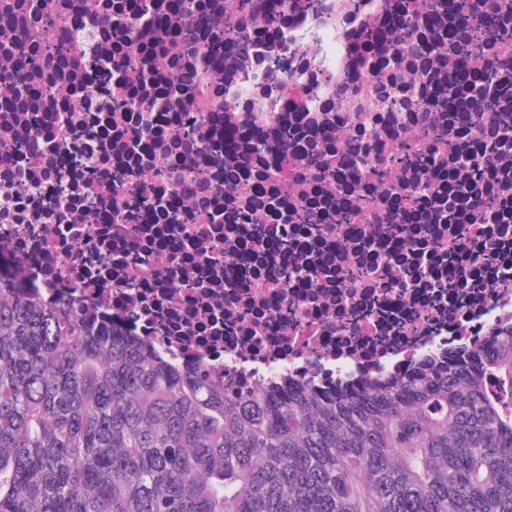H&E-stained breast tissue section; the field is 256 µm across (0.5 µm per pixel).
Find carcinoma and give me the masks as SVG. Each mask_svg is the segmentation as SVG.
Segmentation results:
<instances>
[{
    "label": "carcinoma",
    "instance_id": "obj_1",
    "mask_svg": "<svg viewBox=\"0 0 512 512\" xmlns=\"http://www.w3.org/2000/svg\"><path fill=\"white\" fill-rule=\"evenodd\" d=\"M458 2L482 53L499 31ZM484 82L491 110L509 81ZM0 512H512V327L235 388L0 265Z\"/></svg>",
    "mask_w": 512,
    "mask_h": 512
}]
</instances>
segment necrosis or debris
I'll use <instances>...</instances> for the list:
<instances>
[{"label":"necrosis or debris","instance_id":"necrosis-or-debris-1","mask_svg":"<svg viewBox=\"0 0 512 512\" xmlns=\"http://www.w3.org/2000/svg\"><path fill=\"white\" fill-rule=\"evenodd\" d=\"M137 2L131 17L127 0H0V260L228 384L399 371L426 352L480 347L512 320V138H500L512 94L489 112L482 88L449 91L454 64L440 49L461 26L456 14L419 24L414 52L390 44L356 67L352 30L387 0H325L320 16L275 0L236 45L224 38L228 0H201L179 22L198 51L165 74L149 47L170 37L154 24L168 0ZM134 38L144 51L117 59ZM331 76L349 84L344 101ZM132 86L133 106L118 116ZM426 106L443 122L462 110L479 120L445 156L384 186L413 197L412 214L391 207L386 224L369 223L368 173ZM188 116L190 145L177 134ZM228 127L240 132L232 173ZM489 145L495 161L475 176ZM286 152L322 155L334 172L279 196ZM193 176L215 193L181 201ZM491 186L503 218L473 223ZM302 203L310 221L292 223ZM145 211L151 223L139 221ZM343 212L348 223L330 228ZM351 271L361 285L344 281Z\"/></svg>","mask_w":512,"mask_h":512}]
</instances>
